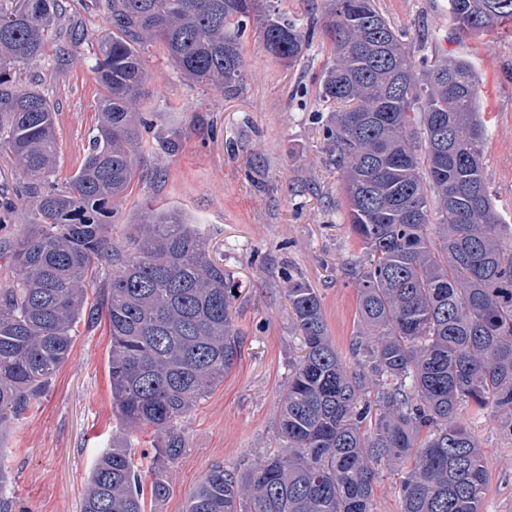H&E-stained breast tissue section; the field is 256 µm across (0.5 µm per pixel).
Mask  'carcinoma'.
<instances>
[{"mask_svg": "<svg viewBox=\"0 0 512 512\" xmlns=\"http://www.w3.org/2000/svg\"><path fill=\"white\" fill-rule=\"evenodd\" d=\"M104 18L92 71L100 121L65 186L55 106L20 71L65 28L63 0H0V158L27 178L0 198V221L27 220L0 247V436L22 419L68 359L80 324L105 318L118 416L150 428V505L171 493L186 452L182 423L241 357L236 285L178 209L148 207L116 244L107 219L140 178L148 78L143 50L160 40L185 79L232 97L242 89L241 38L294 64L306 34L260 0H83ZM448 0L459 34L512 28V0ZM331 46L319 96L340 105L323 125L362 256L347 268L358 295L352 358L328 334L322 299L285 277L302 339L281 396L284 447L248 468L211 464L185 512H377L383 464L402 471L400 512H484L488 459L462 407L497 419L512 439V224L483 166L481 79L464 57L416 61L374 0H328ZM174 155L177 129L156 139ZM104 274V298L89 288ZM0 512H27L5 495ZM81 512H145L142 476L122 436L87 477Z\"/></svg>", "mask_w": 512, "mask_h": 512, "instance_id": "cac0c4a2", "label": "carcinoma"}]
</instances>
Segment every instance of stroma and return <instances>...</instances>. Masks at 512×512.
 <instances>
[{"instance_id": "stroma-1", "label": "stroma", "mask_w": 512, "mask_h": 512, "mask_svg": "<svg viewBox=\"0 0 512 512\" xmlns=\"http://www.w3.org/2000/svg\"><path fill=\"white\" fill-rule=\"evenodd\" d=\"M415 59L435 54L470 59L482 80L486 121L484 172L499 211L512 220V37L455 34L446 0H375ZM78 41L50 43L22 71L57 109L58 181L80 166L98 123L99 87L91 70L104 21L73 4ZM241 92L184 80L163 44L143 53V105L153 121L144 135L142 178L119 206L112 236L120 240L144 206L183 210L207 235L209 255L238 284L235 326L241 358L184 420L186 452L172 472L159 512H184L187 496L216 461L243 466L281 448L279 400L301 340L284 296L283 273L319 291L329 333L348 352L357 331V290L346 274L361 247L348 232L340 176L327 161L320 129L331 112L317 93L330 57L314 37L295 65L270 55L258 28L243 40ZM182 133L172 156L152 150L169 129ZM110 336L105 322L80 328L67 361L32 410L0 439L11 473L6 492L27 512H80L87 476L121 424L112 399ZM489 460L484 512H512V439L494 419L474 418Z\"/></svg>"}]
</instances>
